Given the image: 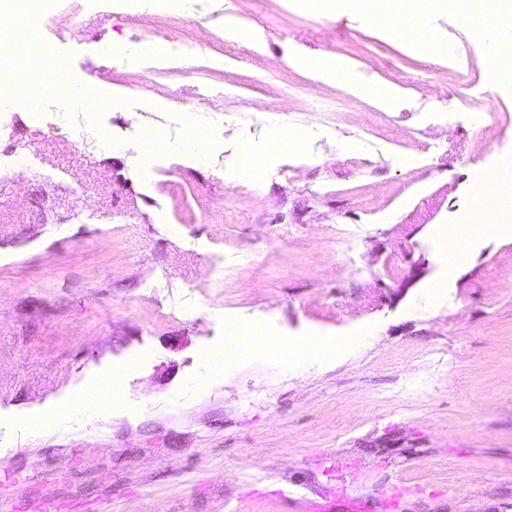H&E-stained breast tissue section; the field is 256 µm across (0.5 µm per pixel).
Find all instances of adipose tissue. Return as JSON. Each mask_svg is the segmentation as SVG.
<instances>
[{
    "mask_svg": "<svg viewBox=\"0 0 512 512\" xmlns=\"http://www.w3.org/2000/svg\"><path fill=\"white\" fill-rule=\"evenodd\" d=\"M433 7L432 0H404L394 13L377 11L370 14L369 19L378 24L381 30L399 35L408 45L429 44L440 55L445 56L449 53L448 47L436 40L426 26V17ZM478 47L489 61L492 79H499L501 74L512 71V37L504 35L499 26L492 25L483 29L478 38ZM292 62L297 67L313 70L319 80L337 83L357 95L373 98L384 108L390 107L397 96L396 90L376 87L346 59L338 56L313 59L296 55ZM367 339L368 333L364 330L342 339L332 336H307L288 344L273 338L251 335L229 352L208 355L207 363L209 369L217 370L227 362L257 358L281 369L292 364L337 360L350 349L366 343Z\"/></svg>",
    "mask_w": 512,
    "mask_h": 512,
    "instance_id": "1",
    "label": "adipose tissue"
}]
</instances>
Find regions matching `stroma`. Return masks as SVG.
<instances>
[{"label": "stroma", "mask_w": 512, "mask_h": 512, "mask_svg": "<svg viewBox=\"0 0 512 512\" xmlns=\"http://www.w3.org/2000/svg\"><path fill=\"white\" fill-rule=\"evenodd\" d=\"M150 0H53L40 40L93 109L0 100V512H351L397 480L396 512H512V207L447 270L439 237L512 159V91L484 96L451 0L429 27L456 65L332 0H180L155 20L198 47L155 76ZM234 14L263 51L224 37ZM347 58L390 109L288 60ZM470 83L448 93L443 73ZM223 96L222 111L200 98ZM208 127L199 163L186 147ZM299 147L243 150L278 128ZM374 341L276 373L208 378L227 323ZM96 416L23 433L89 384Z\"/></svg>", "instance_id": "obj_1"}]
</instances>
